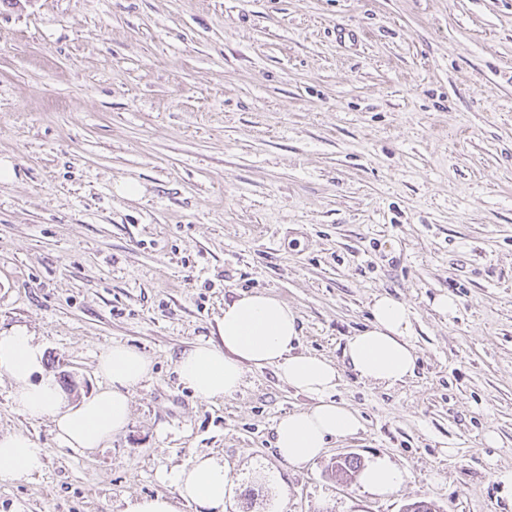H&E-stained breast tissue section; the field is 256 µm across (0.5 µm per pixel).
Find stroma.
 Instances as JSON below:
<instances>
[{
  "mask_svg": "<svg viewBox=\"0 0 512 512\" xmlns=\"http://www.w3.org/2000/svg\"><path fill=\"white\" fill-rule=\"evenodd\" d=\"M0 157V332L33 336L71 405L107 348L153 363L127 428L81 452L0 372V435L45 450L0 512H198L159 475L202 453L229 469L224 512H512V0H0ZM244 291L297 313L363 423L301 468L274 426L309 395L249 367L205 402L175 374ZM383 292L415 329L392 387L343 365ZM349 455L402 484L337 476ZM401 481V472L384 458L376 459L360 474L361 484L370 492L381 496L392 492ZM124 512H177L174 503L164 495L129 499Z\"/></svg>",
  "mask_w": 512,
  "mask_h": 512,
  "instance_id": "35a3bbf8",
  "label": "stroma"
}]
</instances>
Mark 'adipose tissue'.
<instances>
[{
	"mask_svg": "<svg viewBox=\"0 0 512 512\" xmlns=\"http://www.w3.org/2000/svg\"><path fill=\"white\" fill-rule=\"evenodd\" d=\"M369 327L351 336L344 356L359 379L385 386L405 382L414 374L416 351L408 306L385 293L376 294ZM218 339L184 350L175 365L180 382L201 401H216L239 391L248 366L273 369L289 387L314 398V405L293 411L275 427L280 457L299 467L325 451L330 440H343L362 427L359 415L339 403L334 393L338 367L321 356L296 351L298 317L276 297L243 292L224 305ZM42 350L25 331L0 333V371L17 384L16 404L34 419H50L57 437L71 449L96 448L121 433L131 413L130 390L149 376L152 363L143 354L115 345L98 358L97 369L107 385L91 399L72 407L56 382L41 376ZM44 449L28 436H0V479L41 472ZM179 499L208 512H218L228 489V469L214 457L198 455L189 465L162 473Z\"/></svg>",
	"mask_w": 512,
	"mask_h": 512,
	"instance_id": "obj_1",
	"label": "adipose tissue"
}]
</instances>
